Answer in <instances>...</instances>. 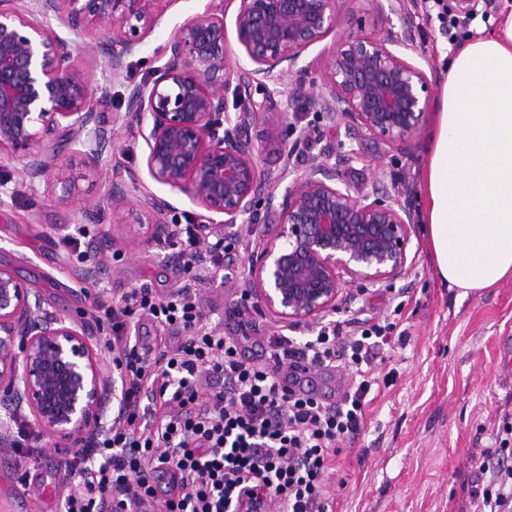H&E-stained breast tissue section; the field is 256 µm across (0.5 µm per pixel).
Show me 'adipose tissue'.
Masks as SVG:
<instances>
[{"label": "adipose tissue", "instance_id": "adipose-tissue-1", "mask_svg": "<svg viewBox=\"0 0 512 512\" xmlns=\"http://www.w3.org/2000/svg\"><path fill=\"white\" fill-rule=\"evenodd\" d=\"M424 190L441 281L468 293L512 278V17L455 52Z\"/></svg>", "mask_w": 512, "mask_h": 512}]
</instances>
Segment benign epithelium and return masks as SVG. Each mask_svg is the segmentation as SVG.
<instances>
[{"label":"benign epithelium","mask_w":512,"mask_h":512,"mask_svg":"<svg viewBox=\"0 0 512 512\" xmlns=\"http://www.w3.org/2000/svg\"><path fill=\"white\" fill-rule=\"evenodd\" d=\"M239 2L237 37L256 67L229 61L226 9ZM160 0H0V154L21 153L22 178L47 180L49 150L60 128L81 146V167L69 189L101 171L112 132L99 125L95 89L85 69L86 47L72 49L50 24L77 37L92 35L101 65L119 76L159 20ZM342 0H219L180 25L165 46L166 62L147 85H131L126 113L114 122L135 124L146 144L144 171L112 174V206L130 205L155 216L153 234H170L176 208L166 198H129L125 186L147 174L187 194L222 224H194L197 237L216 250L236 234L261 204L264 174L250 125L281 111L268 83L293 73L302 52L336 26ZM413 40L408 27L385 38L341 42L322 59V80L306 91L297 80L291 95H310L315 111L334 122L346 119L387 144L411 139L427 118L429 86L424 72L392 46ZM251 100L231 118L225 93ZM262 95L255 101L251 91ZM412 219L389 196L369 199L345 180L342 164L320 161L285 187L274 233L249 259L250 294L263 311L290 324L336 309L350 280H392L405 269ZM214 241H209V237ZM124 363L104 368L102 356L78 326L48 309L41 291L0 266V397L10 410H28L30 424L55 446L98 435L119 424L109 417L116 399L124 406Z\"/></svg>","instance_id":"7a95c632"}]
</instances>
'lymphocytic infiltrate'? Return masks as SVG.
<instances>
[{"label": "lymphocytic infiltrate", "instance_id": "f902f5d3", "mask_svg": "<svg viewBox=\"0 0 512 512\" xmlns=\"http://www.w3.org/2000/svg\"><path fill=\"white\" fill-rule=\"evenodd\" d=\"M99 309L112 324L105 347L124 361V425L73 450L66 470L79 491L62 501V512H103L130 489L137 504H153L154 475L166 469L180 481L164 512H238L246 498L276 501L282 512H327L326 472L340 442L364 421L370 364L393 322H328L300 348L276 339L272 362L252 364L237 341L208 327L187 287L163 299L139 288ZM135 314L186 337L160 352L132 345L125 328ZM288 359L348 369L353 384L333 406L287 394L279 371ZM205 382L220 385L213 399L202 393ZM94 454L102 461L92 469ZM480 469L488 481L474 512H512V466L500 460Z\"/></svg>", "mask_w": 512, "mask_h": 512}]
</instances>
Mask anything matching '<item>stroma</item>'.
I'll return each mask as SVG.
<instances>
[{"label":"stroma","mask_w":512,"mask_h":512,"mask_svg":"<svg viewBox=\"0 0 512 512\" xmlns=\"http://www.w3.org/2000/svg\"><path fill=\"white\" fill-rule=\"evenodd\" d=\"M218 0H161L160 19L140 51L128 60L127 76L115 78L95 62L87 69L92 85L108 86L97 103L102 127L112 145L99 176L79 184L83 217L58 204L62 180L75 158L66 132L55 140L56 166L49 181L29 182L18 175V158H0V264L41 289L57 315L74 322L94 346H102L112 327L96 309L98 294L118 298L136 288L164 297L184 285L178 249L168 238L151 239V214L113 208L109 197L113 169H139L146 145L135 127L113 124L126 108L127 84L150 81L164 61V48L176 27ZM459 26L445 33L427 19L422 0H343L336 29L306 49L299 78L304 86L320 82V60L335 43L358 37H385L411 23V59L424 71L432 115L407 143L388 146L354 131L349 121L321 118L308 99H279L286 120L271 116L252 126L259 166L270 177L283 169L306 170L325 154L343 162L347 180L363 194L385 191L413 218L405 272L375 285L349 284L335 320L393 316L401 337L380 346L371 364L377 379L360 431L345 439L331 462L329 512H471L486 476L483 457L512 460V280L468 295L443 285L427 245L424 173L430 136L441 102L448 63L458 45L477 31L496 32L512 15V0H472L470 14L444 0ZM295 132L281 137L282 122ZM126 231L124 246L111 233ZM265 243L260 232L241 231L225 248L221 264L197 267L196 293L207 320L217 331L255 347V359L269 356L276 338L303 343L318 322L296 326L264 314L256 299L244 298L248 259ZM37 450L23 455L0 447V512H18L13 487H28L29 512H47V501L77 493L66 475L70 448L55 447L45 436Z\"/></svg>","instance_id":"1"}]
</instances>
